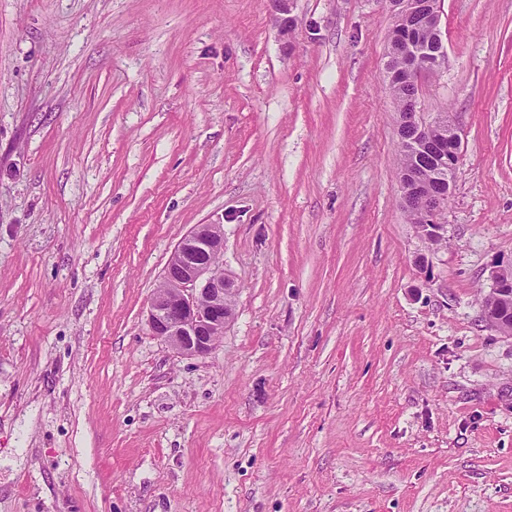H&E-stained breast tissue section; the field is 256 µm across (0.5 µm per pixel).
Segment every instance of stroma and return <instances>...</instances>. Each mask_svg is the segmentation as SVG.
I'll list each match as a JSON object with an SVG mask.
<instances>
[{
    "label": "stroma",
    "mask_w": 512,
    "mask_h": 512,
    "mask_svg": "<svg viewBox=\"0 0 512 512\" xmlns=\"http://www.w3.org/2000/svg\"><path fill=\"white\" fill-rule=\"evenodd\" d=\"M441 12L433 245L385 0H0V512H512V0ZM198 224L237 292L189 357L147 310ZM493 271L487 296L497 301L496 308L482 306V318L487 326L503 336L512 338V277L507 269Z\"/></svg>",
    "instance_id": "1"
}]
</instances>
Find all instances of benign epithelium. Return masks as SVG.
Masks as SVG:
<instances>
[{
  "label": "benign epithelium",
  "mask_w": 512,
  "mask_h": 512,
  "mask_svg": "<svg viewBox=\"0 0 512 512\" xmlns=\"http://www.w3.org/2000/svg\"><path fill=\"white\" fill-rule=\"evenodd\" d=\"M406 122L425 131L429 119L420 112L418 96H413ZM442 154L448 156V190L422 199L421 212L427 221L437 225L433 237L443 236L442 216L445 212L456 171L462 158L458 123L448 115V133L442 136ZM224 247L221 224H197L175 246L164 270L162 282L153 292L148 308V324L152 334L175 352L191 357L208 355L224 335L232 318V296L235 286L215 263ZM488 295L497 307H482L487 326L512 338V274L504 268L493 271Z\"/></svg>",
  "instance_id": "obj_1"
}]
</instances>
